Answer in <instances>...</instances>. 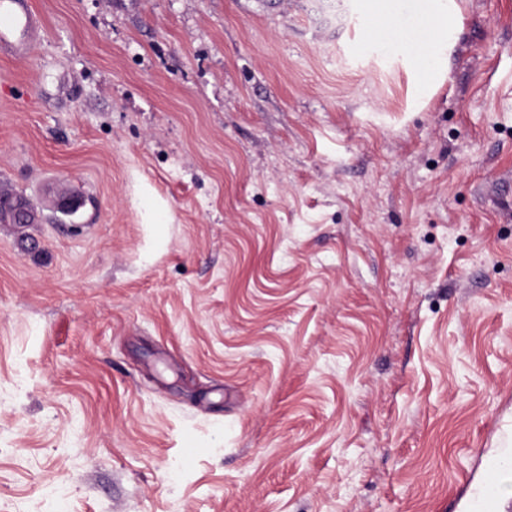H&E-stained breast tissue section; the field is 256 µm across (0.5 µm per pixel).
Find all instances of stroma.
Instances as JSON below:
<instances>
[{
    "label": "stroma",
    "mask_w": 512,
    "mask_h": 512,
    "mask_svg": "<svg viewBox=\"0 0 512 512\" xmlns=\"http://www.w3.org/2000/svg\"><path fill=\"white\" fill-rule=\"evenodd\" d=\"M31 2L0 512H512V0L427 98L357 0Z\"/></svg>",
    "instance_id": "stroma-1"
}]
</instances>
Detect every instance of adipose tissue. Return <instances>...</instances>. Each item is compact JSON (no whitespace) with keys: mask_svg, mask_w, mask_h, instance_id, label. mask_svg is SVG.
Returning <instances> with one entry per match:
<instances>
[{"mask_svg":"<svg viewBox=\"0 0 512 512\" xmlns=\"http://www.w3.org/2000/svg\"><path fill=\"white\" fill-rule=\"evenodd\" d=\"M390 4L391 0H365L370 42L421 63L422 87L434 85L447 69V52L459 32L455 0H422V27L406 34L392 27Z\"/></svg>","mask_w":512,"mask_h":512,"instance_id":"1","label":"adipose tissue"}]
</instances>
